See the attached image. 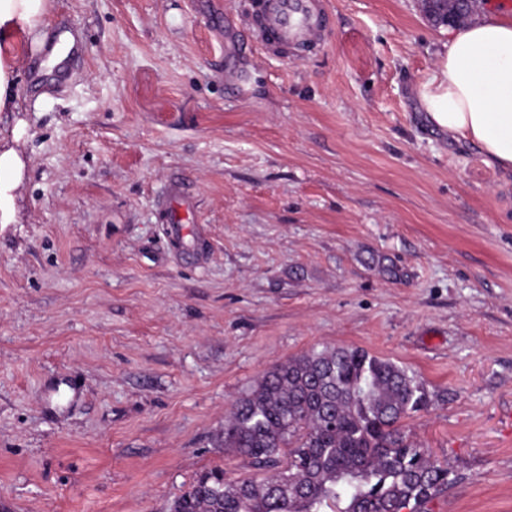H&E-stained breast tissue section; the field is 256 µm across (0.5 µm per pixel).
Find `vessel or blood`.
I'll use <instances>...</instances> for the list:
<instances>
[{
    "label": "vessel or blood",
    "instance_id": "obj_1",
    "mask_svg": "<svg viewBox=\"0 0 512 512\" xmlns=\"http://www.w3.org/2000/svg\"><path fill=\"white\" fill-rule=\"evenodd\" d=\"M330 23L321 0H263L249 30L263 46L302 49L321 45Z\"/></svg>",
    "mask_w": 512,
    "mask_h": 512
}]
</instances>
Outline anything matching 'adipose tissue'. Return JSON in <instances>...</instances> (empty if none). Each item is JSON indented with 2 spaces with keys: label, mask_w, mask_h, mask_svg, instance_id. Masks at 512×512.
I'll list each match as a JSON object with an SVG mask.
<instances>
[{
  "label": "adipose tissue",
  "mask_w": 512,
  "mask_h": 512,
  "mask_svg": "<svg viewBox=\"0 0 512 512\" xmlns=\"http://www.w3.org/2000/svg\"><path fill=\"white\" fill-rule=\"evenodd\" d=\"M52 0H0V112L15 110L16 71L46 38ZM429 120L486 162L512 171V7L484 0L475 21L450 29L437 73L420 90Z\"/></svg>",
  "instance_id": "adipose-tissue-1"
}]
</instances>
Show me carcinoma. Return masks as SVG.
Instances as JSON below:
<instances>
[{
  "mask_svg": "<svg viewBox=\"0 0 512 512\" xmlns=\"http://www.w3.org/2000/svg\"><path fill=\"white\" fill-rule=\"evenodd\" d=\"M429 404L402 365L356 347L313 349L268 370L224 421V450L268 475L230 480L216 466L168 512H426L456 481L404 429Z\"/></svg>",
  "mask_w": 512,
  "mask_h": 512,
  "instance_id": "cac0c4a2",
  "label": "carcinoma"
}]
</instances>
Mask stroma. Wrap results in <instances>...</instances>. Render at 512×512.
I'll use <instances>...</instances> for the list:
<instances>
[{
  "instance_id": "obj_1",
  "label": "stroma",
  "mask_w": 512,
  "mask_h": 512,
  "mask_svg": "<svg viewBox=\"0 0 512 512\" xmlns=\"http://www.w3.org/2000/svg\"><path fill=\"white\" fill-rule=\"evenodd\" d=\"M250 0H53L83 49L0 112V512H167L274 365L358 347L413 371L406 419L458 477L427 512H512V173L428 119L446 28L323 0L273 55ZM192 215L171 235L173 179Z\"/></svg>"
}]
</instances>
